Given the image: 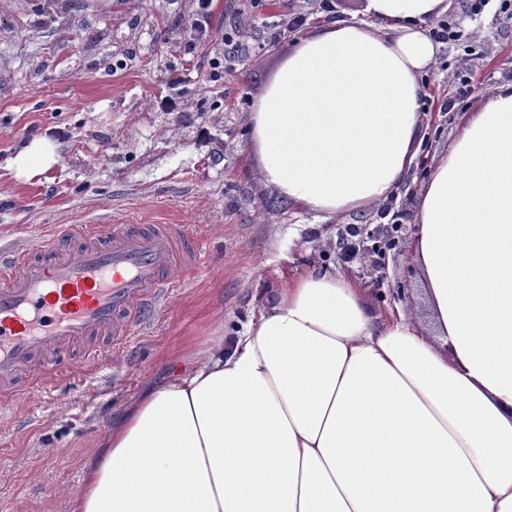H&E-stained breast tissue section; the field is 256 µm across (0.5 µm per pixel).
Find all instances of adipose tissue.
<instances>
[{
    "label": "adipose tissue",
    "mask_w": 512,
    "mask_h": 512,
    "mask_svg": "<svg viewBox=\"0 0 512 512\" xmlns=\"http://www.w3.org/2000/svg\"><path fill=\"white\" fill-rule=\"evenodd\" d=\"M446 0H367L300 38L247 114L262 181L329 220L413 165ZM49 138L11 161L30 180ZM433 334L348 274L292 271L237 336L135 392L68 512H512V84L463 116L418 194Z\"/></svg>",
    "instance_id": "1"
}]
</instances>
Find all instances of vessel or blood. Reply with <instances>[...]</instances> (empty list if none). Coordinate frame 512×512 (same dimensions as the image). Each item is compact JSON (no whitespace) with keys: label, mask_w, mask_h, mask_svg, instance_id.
I'll use <instances>...</instances> for the list:
<instances>
[{"label":"vessel or blood","mask_w":512,"mask_h":512,"mask_svg":"<svg viewBox=\"0 0 512 512\" xmlns=\"http://www.w3.org/2000/svg\"><path fill=\"white\" fill-rule=\"evenodd\" d=\"M200 264L181 224H69L0 256V399L38 383L31 364L51 369L65 347L94 366L99 337L125 340Z\"/></svg>","instance_id":"1"}]
</instances>
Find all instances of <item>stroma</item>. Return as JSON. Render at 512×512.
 Listing matches in <instances>:
<instances>
[{
  "label": "stroma",
  "mask_w": 512,
  "mask_h": 512,
  "mask_svg": "<svg viewBox=\"0 0 512 512\" xmlns=\"http://www.w3.org/2000/svg\"><path fill=\"white\" fill-rule=\"evenodd\" d=\"M366 4L213 0L214 27H238L248 47L228 62L221 39H199L196 0H0V251L38 244L59 224H184L202 260L125 344H103L96 367L65 351L51 381L0 405V512H67V490L127 399L186 367L187 341L240 330L282 287L289 259L346 272L375 311L398 304L429 325L414 237L380 267L365 254L342 262L336 242L348 226L413 224L414 193L463 113L512 83V18L448 0L461 38L441 44L420 78L422 148L387 202L321 221L267 187L250 159L246 114L282 59L326 22L366 19ZM291 12L305 24L288 27ZM460 75L467 105L451 109ZM42 136L56 140L57 166L14 179L11 159Z\"/></svg>",
  "instance_id": "1"
}]
</instances>
